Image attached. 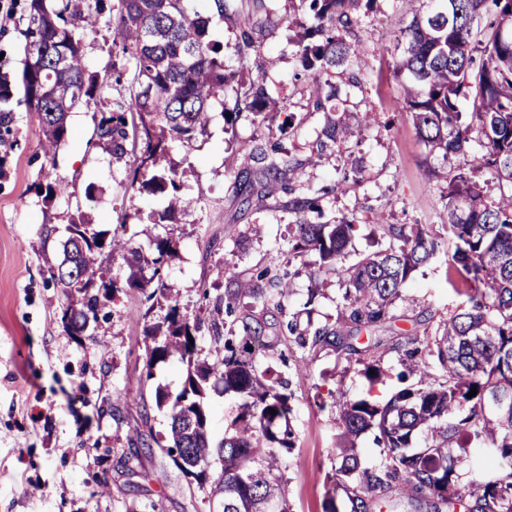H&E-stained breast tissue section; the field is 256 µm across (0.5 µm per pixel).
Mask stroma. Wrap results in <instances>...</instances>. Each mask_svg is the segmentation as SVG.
Here are the masks:
<instances>
[{"label":"stroma","instance_id":"1","mask_svg":"<svg viewBox=\"0 0 512 512\" xmlns=\"http://www.w3.org/2000/svg\"><path fill=\"white\" fill-rule=\"evenodd\" d=\"M101 8L98 29L84 40L85 63L98 81L99 96H128L133 63L117 58L108 23L118 0H82ZM27 0H13L10 19L0 20V76L19 87L23 69ZM268 0H225L223 20L211 36L224 51L230 84L264 80L293 123L282 143L291 157L312 151L323 123L314 109L302 61L294 43L308 20L299 0H279L268 15ZM414 0H373L346 35L357 58L330 76L336 95L327 103L338 117L372 113L356 137L307 169L304 180L320 192V210L310 221L348 217L359 224L354 245L371 249L378 224H441L449 180L459 162L432 154L403 108L400 76L393 70L404 45L402 31L413 18ZM266 19L255 33L257 52L237 51V18ZM233 127L214 115L208 137L173 144L170 157L182 170L181 192L197 208L177 223H154L166 205L160 195L127 189L128 160H116L99 141L96 103L80 105L68 118L70 136L55 156H46L35 114L16 107L0 122V512H209L205 492L185 475L159 444L168 432L166 412L156 408L154 391L178 392L186 367L172 359L146 369L151 344L144 329L165 312L150 307L147 293L128 287L121 258L103 257L102 269L117 284L108 304L110 318L93 335L72 336L61 322L68 304L44 264L60 247L68 224L91 218L101 230L123 229L132 248L151 256L156 238L171 236L176 254L162 269L179 290L180 311L211 323L213 304L225 291V263L244 276L273 263H290L296 276L283 311L264 310V346L258 371L290 380L289 425L295 446L283 471L282 492L291 512H323L326 477L336 466L338 397L387 401L401 389L399 352L416 335L433 328L440 315L466 301L462 276H449L448 256L421 268L404 289L395 320L377 332L381 348L359 337L358 358L338 359L333 347L301 348L289 335V319L334 323L341 304L336 275L325 277L322 293L309 300L306 261L289 260L288 214L284 198L258 201L257 184H236L229 159L246 167L240 145L276 134L280 118L257 124L249 111ZM63 190L46 196L47 186ZM245 239L234 252L235 239ZM379 361L382 383L370 384L363 362ZM308 366V376L297 374ZM241 398L209 391L205 404L210 436L220 443L238 414ZM107 482L99 492V482Z\"/></svg>","mask_w":512,"mask_h":512}]
</instances>
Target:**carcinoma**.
<instances>
[{
	"label": "carcinoma",
	"mask_w": 512,
	"mask_h": 512,
	"mask_svg": "<svg viewBox=\"0 0 512 512\" xmlns=\"http://www.w3.org/2000/svg\"><path fill=\"white\" fill-rule=\"evenodd\" d=\"M418 12L405 29L406 47L395 63L404 73L401 98L411 112L421 138L443 158L463 159V171L448 182L446 236L429 224H378L377 249L344 263L359 225L339 217L311 223L305 212L321 213L319 198L310 196L303 169L353 136L351 127L332 115L318 137L316 150L303 161L288 156L278 143L255 138L240 151L255 164L244 170L230 167L239 180L257 177L260 198L288 197V211L298 216L289 255H313L309 261V298L320 294L321 274L336 272L343 303L334 326L305 327L290 321V335L305 348L321 343L356 351V333H372L394 319L402 289L414 274L448 245V266L470 283L466 303L440 318L435 331L424 330V350H404L400 374L407 385L387 403L369 399L338 404L337 464L331 475L332 494L324 512H338L336 492L344 491L351 512H376L404 502L424 501L432 512H512V405L495 409L496 397L512 400V0H419ZM308 19L310 42H298L297 53L311 72L314 106L326 111L333 93H323L321 80L356 55L338 28L352 27V10L359 0H300ZM485 17L490 21L479 26ZM212 14L190 0H119L113 19L112 45L134 62L128 98L100 102L97 136L117 160L128 155L127 144L140 139L143 149L133 155L131 188L163 194L167 206L159 220L184 214L193 202L180 193L178 171L169 159L174 143L189 144L209 135L216 104L224 102L228 76L223 45L211 38ZM92 11L76 0H29L26 14L23 97L13 101L10 84L0 82V112L14 104L36 114L46 154L55 156L68 137L67 118L82 103L95 99L97 79L86 72L83 41L95 28ZM238 50L257 51L250 18L239 21ZM243 96L258 123L278 109L279 101L258 79L249 81ZM471 100V119L482 136L481 151L467 148L469 127L460 123L459 98ZM487 173L499 194L488 197L473 179ZM62 259L49 264L50 279L79 294L80 308H66L67 331L80 336L111 299L115 283L97 275L103 254L122 255L129 268L127 283L145 288L157 282L151 297L167 303L164 321L146 329L152 347V369L177 355L186 364V378L175 395L159 386L155 405L167 409V451L176 466L209 497L222 501V512H289L281 492L280 472L294 448V434L281 424L292 412L289 383L257 374L254 343L263 322L248 309L243 334L224 339V356L216 361L199 357L197 339L203 322L180 313L176 289L162 280L164 257L173 238L159 239L157 256L147 259L118 232L97 230L88 219L67 225ZM228 286L214 305L216 313L237 314L241 300L261 307L282 308L292 291L290 269L270 266L247 278L225 266ZM267 281L277 296L263 294ZM437 359L436 376L425 356ZM220 383L224 392L243 398L240 411L219 447L210 446L209 416L204 404L209 389ZM477 394L468 397L472 389ZM274 409L273 415L268 409ZM376 432L382 448L379 464L363 468L359 439ZM218 456L217 478L204 476ZM394 498L382 500V494Z\"/></svg>",
	"instance_id": "cac0c4a2"
}]
</instances>
